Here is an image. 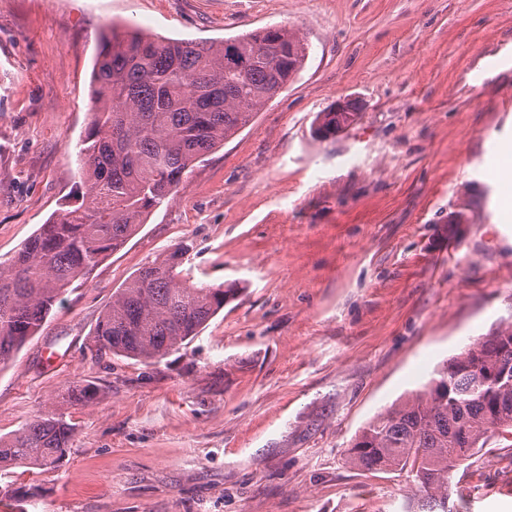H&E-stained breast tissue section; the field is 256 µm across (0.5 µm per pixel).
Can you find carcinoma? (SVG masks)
<instances>
[{
  "label": "carcinoma",
  "instance_id": "1",
  "mask_svg": "<svg viewBox=\"0 0 512 512\" xmlns=\"http://www.w3.org/2000/svg\"><path fill=\"white\" fill-rule=\"evenodd\" d=\"M307 43L266 27L220 43L147 36L112 24L94 63L95 108L82 143L83 184L8 262H0V366L37 335L78 280L127 242L184 175L224 145L302 69ZM362 105L317 113L313 135L328 139L356 121ZM182 251L140 267L112 294L93 335L96 353L160 361L197 336L236 298L235 285L194 284ZM90 385L65 403L87 406ZM512 433V322L437 368L425 390L378 413L347 449L359 471L395 473L412 494L402 512H459L452 473L488 440ZM74 425L58 409L0 437V469H53L71 448Z\"/></svg>",
  "mask_w": 512,
  "mask_h": 512
}]
</instances>
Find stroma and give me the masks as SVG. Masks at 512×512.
<instances>
[{"mask_svg":"<svg viewBox=\"0 0 512 512\" xmlns=\"http://www.w3.org/2000/svg\"><path fill=\"white\" fill-rule=\"evenodd\" d=\"M113 23L203 42L284 26L309 51L0 368V436L98 390L69 408L58 468L0 471V512H399L403 478L346 449L512 320V184L488 177L512 141V0H0L2 262L81 191ZM347 99L357 121L315 138ZM178 247L190 280L240 295L155 365L95 355L113 292ZM451 483L462 512H512V447L490 438ZM342 107L343 109L339 111ZM332 108L317 113L313 127V135L316 138L336 137L337 133L345 130L356 121L362 110V105L355 100L348 99L346 102L337 101Z\"/></svg>","mask_w":512,"mask_h":512,"instance_id":"35a3bbf8","label":"stroma"}]
</instances>
